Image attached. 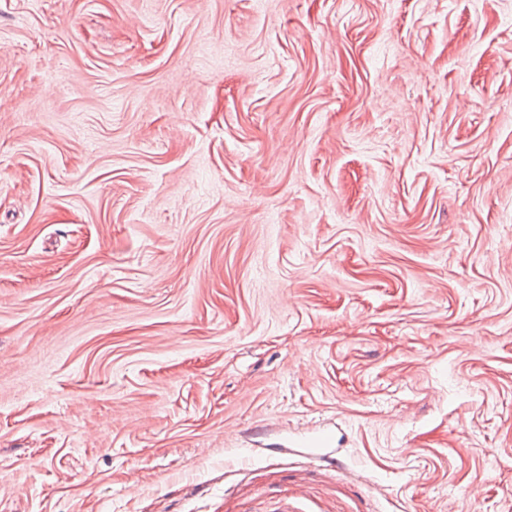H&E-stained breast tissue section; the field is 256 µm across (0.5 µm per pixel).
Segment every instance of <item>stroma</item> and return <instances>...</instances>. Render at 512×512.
Segmentation results:
<instances>
[{"mask_svg": "<svg viewBox=\"0 0 512 512\" xmlns=\"http://www.w3.org/2000/svg\"><path fill=\"white\" fill-rule=\"evenodd\" d=\"M0 512H512V0H0Z\"/></svg>", "mask_w": 512, "mask_h": 512, "instance_id": "1", "label": "stroma"}]
</instances>
